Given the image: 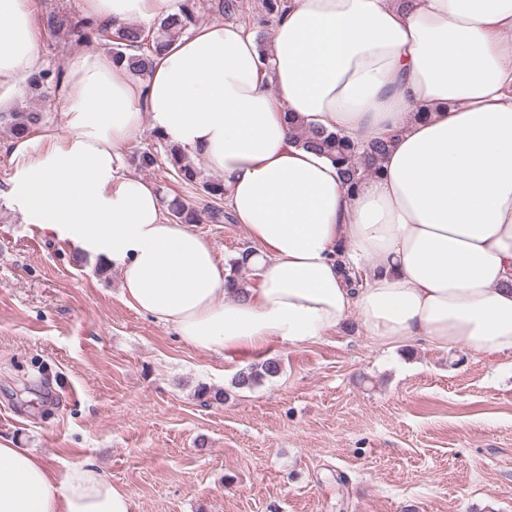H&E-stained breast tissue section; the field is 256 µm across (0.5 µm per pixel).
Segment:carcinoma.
I'll list each match as a JSON object with an SVG mask.
<instances>
[{
  "label": "carcinoma",
  "mask_w": 512,
  "mask_h": 512,
  "mask_svg": "<svg viewBox=\"0 0 512 512\" xmlns=\"http://www.w3.org/2000/svg\"><path fill=\"white\" fill-rule=\"evenodd\" d=\"M206 0H180L177 11L161 19L156 25L145 28L141 25L120 23L118 25L99 22L91 17L77 21L66 12L49 10L41 17L44 31L51 37L61 33L71 38V44L105 46L112 53V58L124 64L126 70L139 78H145L151 71L155 57L166 52L181 36L194 29L200 9ZM62 69H44L35 74L28 83V93L43 97L49 86L58 81ZM43 115L29 109L14 107L0 112V125L6 127L13 137H24L40 126ZM295 143L316 151L338 166L348 187L376 173L389 148L386 140L369 143L355 142L337 132L326 129L307 128L295 119H290ZM164 163L173 178L184 184H201L205 196L209 198L202 209L178 198L167 204L168 213L176 224L194 225L202 222V214H207L210 222L224 223V183L217 181H200V174L187 161L185 152L174 145L165 144ZM254 254L252 247L240 251L232 260L227 274V288L234 292L244 290L238 273L249 264ZM281 361L276 358L266 359L247 369L240 370L234 379L239 388H250L265 378L280 374Z\"/></svg>",
  "instance_id": "carcinoma-1"
}]
</instances>
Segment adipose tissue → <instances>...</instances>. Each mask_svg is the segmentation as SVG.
Masks as SVG:
<instances>
[{"label": "adipose tissue", "instance_id": "ef3b65f1", "mask_svg": "<svg viewBox=\"0 0 512 512\" xmlns=\"http://www.w3.org/2000/svg\"><path fill=\"white\" fill-rule=\"evenodd\" d=\"M177 0H79L102 22L151 26ZM37 0H0V104L43 68ZM53 93L63 128L11 139L8 198L24 223L119 269L123 297L207 352L300 346L358 317L391 349L425 342L512 357V0H291L271 48L242 26L194 28L145 82L73 48ZM308 127L391 148L347 189ZM151 122L256 246L258 285L127 174ZM0 512H136L94 463L51 470L0 442Z\"/></svg>", "mask_w": 512, "mask_h": 512}]
</instances>
